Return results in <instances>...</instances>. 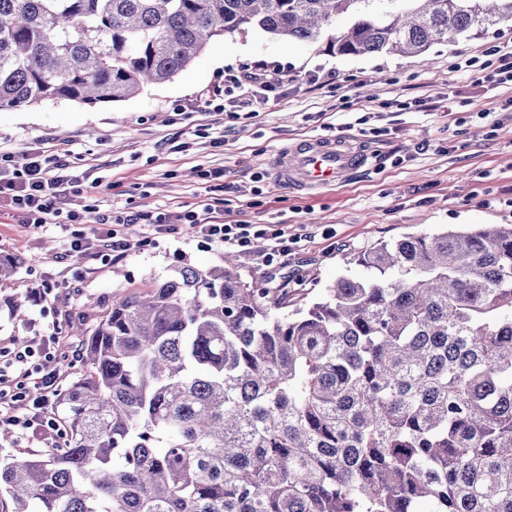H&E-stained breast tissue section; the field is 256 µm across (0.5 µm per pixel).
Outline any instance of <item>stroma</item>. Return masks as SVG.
Listing matches in <instances>:
<instances>
[{"instance_id":"stroma-1","label":"stroma","mask_w":512,"mask_h":512,"mask_svg":"<svg viewBox=\"0 0 512 512\" xmlns=\"http://www.w3.org/2000/svg\"><path fill=\"white\" fill-rule=\"evenodd\" d=\"M512 46V26L500 25L420 55L377 53L340 57L301 41L248 28L211 43L170 81L145 85L126 100L90 106L45 101L0 110V150L57 155L84 179L74 197L85 206L79 229L102 216L142 211L176 214L209 195L198 169H220L239 186L224 206L228 224H283L301 235L292 254L263 263L252 255L205 244L139 223L125 227L118 261L70 254L77 227L41 232L0 207V258L14 273L0 279V346L56 335L53 352L62 384L79 369L74 323L93 327L116 290L151 289L176 267L237 260L242 277L260 283L291 276L317 295L344 274L363 276L350 254L381 241L435 231L439 225L512 224V113L503 109L512 86L475 85L462 62L488 61L490 46ZM223 65H213L215 56ZM258 73L275 82L259 111H220L227 74ZM319 84H311V75ZM431 99L430 112L409 109ZM381 128L374 136L373 128ZM346 137L376 151L370 168L318 193L291 191L276 180L272 161L307 137ZM45 280L57 287L35 290Z\"/></svg>"}]
</instances>
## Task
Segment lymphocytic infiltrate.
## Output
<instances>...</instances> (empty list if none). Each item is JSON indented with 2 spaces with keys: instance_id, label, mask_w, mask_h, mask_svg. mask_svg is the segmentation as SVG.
<instances>
[{
  "instance_id": "obj_1",
  "label": "lymphocytic infiltrate",
  "mask_w": 512,
  "mask_h": 512,
  "mask_svg": "<svg viewBox=\"0 0 512 512\" xmlns=\"http://www.w3.org/2000/svg\"><path fill=\"white\" fill-rule=\"evenodd\" d=\"M201 176L213 183L201 210H188L174 219L163 213L133 212L122 217V225L144 222L168 234L185 228L207 242L232 245L245 254L262 239L267 243L266 258L288 256L298 236L281 227L259 229L252 224L225 223L224 202L231 186L220 182L219 172L205 170ZM79 181L61 158L48 160L41 154L27 153L18 162L11 155L0 154V203H6L32 228L47 229L63 216L69 223H81L80 211L64 213L58 206ZM59 385L60 372L43 342L14 349L1 346L0 433L8 431L45 444L62 435L61 420L47 415L59 395Z\"/></svg>"
}]
</instances>
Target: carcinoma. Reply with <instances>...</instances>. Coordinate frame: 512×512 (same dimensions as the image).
I'll return each mask as SVG.
<instances>
[{
	"label": "carcinoma",
	"mask_w": 512,
	"mask_h": 512,
	"mask_svg": "<svg viewBox=\"0 0 512 512\" xmlns=\"http://www.w3.org/2000/svg\"><path fill=\"white\" fill-rule=\"evenodd\" d=\"M509 22L512 0H0V110L125 100L245 27L418 55ZM354 260L315 299L227 259L116 291L77 325L62 446L0 456V512H512V224Z\"/></svg>",
	"instance_id": "1"
}]
</instances>
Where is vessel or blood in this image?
<instances>
[{"instance_id":"vessel-or-blood-1","label":"vessel or blood","mask_w":512,"mask_h":512,"mask_svg":"<svg viewBox=\"0 0 512 512\" xmlns=\"http://www.w3.org/2000/svg\"><path fill=\"white\" fill-rule=\"evenodd\" d=\"M373 158L345 139L309 138L273 159L282 184L296 190L325 188L366 168Z\"/></svg>"}]
</instances>
